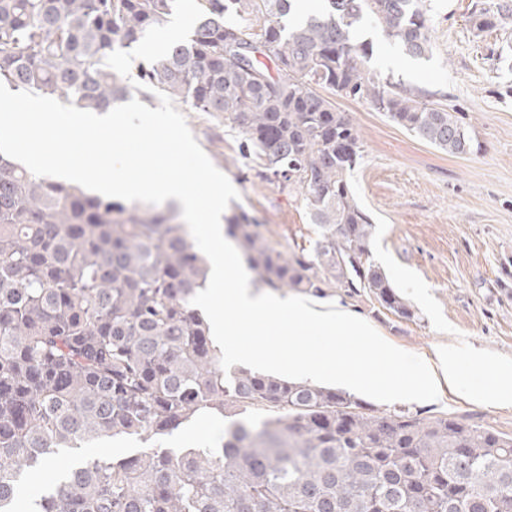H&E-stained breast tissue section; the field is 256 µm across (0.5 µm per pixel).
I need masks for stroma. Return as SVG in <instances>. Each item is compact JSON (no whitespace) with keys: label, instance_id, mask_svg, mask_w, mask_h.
<instances>
[{"label":"stroma","instance_id":"stroma-1","mask_svg":"<svg viewBox=\"0 0 512 512\" xmlns=\"http://www.w3.org/2000/svg\"><path fill=\"white\" fill-rule=\"evenodd\" d=\"M474 0H430L432 52L418 59L390 44L366 24L359 37L372 41L371 67L429 95L430 102L457 113L474 140L471 153L455 157L393 122L361 100L335 97L361 132L364 152L348 177L368 215L388 222L383 247L417 272L440 303L453 333L435 330L423 312L405 319L384 309L369 292L324 289L368 321L386 340L426 362L440 346L466 340L478 349L512 356V69L499 57L512 55V28L476 32L467 19ZM213 164L238 190L228 213L244 211L263 226L278 249L311 248L318 237L306 191L300 184L255 178L242 156L240 130L222 119L179 104ZM438 400L382 403L372 409L423 416H455L512 435V406L472 402L447 382ZM223 427L203 416L166 441L170 448H217Z\"/></svg>","mask_w":512,"mask_h":512}]
</instances>
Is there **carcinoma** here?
I'll list each match as a JSON object with an SVG mask.
<instances>
[{
  "label": "carcinoma",
  "mask_w": 512,
  "mask_h": 512,
  "mask_svg": "<svg viewBox=\"0 0 512 512\" xmlns=\"http://www.w3.org/2000/svg\"><path fill=\"white\" fill-rule=\"evenodd\" d=\"M204 15L139 83L241 129L263 182L298 183L320 228L283 252L244 211L225 234L254 281L318 293L367 290L414 313L371 260L375 225L347 177L362 158L351 118L320 93L365 100L450 155L473 139L448 110L370 67L363 22L407 55L431 52L426 0H325L290 22L291 0H197ZM173 0H0V82L102 111L129 84L105 65ZM253 15L259 29L231 16ZM473 28L512 25V0L476 2ZM274 60V70L258 60ZM208 263L169 208L143 210L38 177L0 156V512L27 473L56 469L32 512H512V437L457 417L378 413L355 395L240 369L191 298ZM267 415L224 427L221 449L142 448L76 463L63 453L116 437L173 436L200 415Z\"/></svg>",
  "instance_id": "carcinoma-1"
}]
</instances>
